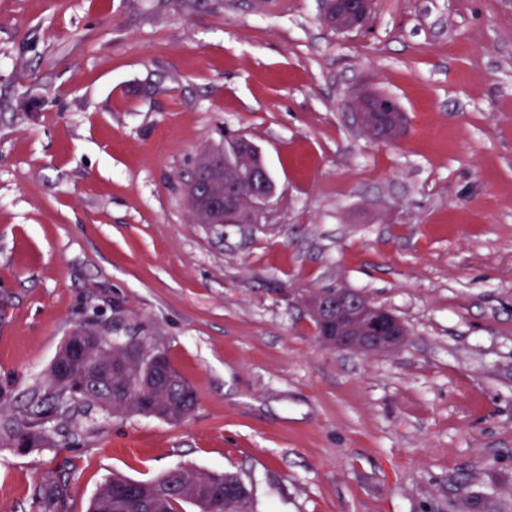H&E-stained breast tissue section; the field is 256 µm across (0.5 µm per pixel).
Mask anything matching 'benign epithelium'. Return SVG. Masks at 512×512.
Wrapping results in <instances>:
<instances>
[{"label":"benign epithelium","instance_id":"1","mask_svg":"<svg viewBox=\"0 0 512 512\" xmlns=\"http://www.w3.org/2000/svg\"><path fill=\"white\" fill-rule=\"evenodd\" d=\"M372 0H325V22L336 32H348L365 25ZM357 124L375 139H395L405 131V117L398 103L387 94L369 93L354 105ZM236 163L224 164V178L207 175V158H201L192 180L204 206L198 217L205 224H237L248 213L256 218L275 193L267 168L256 148L246 139L231 136ZM310 318L323 344L365 354L397 350L407 331L391 319L387 310L366 296L346 288H324L307 301ZM143 344L126 341L120 360L105 369H122L129 360L142 355Z\"/></svg>","mask_w":512,"mask_h":512}]
</instances>
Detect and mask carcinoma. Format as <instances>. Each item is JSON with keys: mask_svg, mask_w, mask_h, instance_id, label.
<instances>
[{"mask_svg": "<svg viewBox=\"0 0 512 512\" xmlns=\"http://www.w3.org/2000/svg\"><path fill=\"white\" fill-rule=\"evenodd\" d=\"M72 335L77 337L99 336L101 341L91 349V357L100 359L112 355L115 342L120 336L109 335L105 326L89 321L77 327ZM158 346H144V353L130 374L112 376V396L93 395V392L79 380L61 383L49 370L48 380L42 392L36 394L32 406L24 409L19 416L6 420L0 425L3 436L0 443L12 448H33L52 442L54 432L48 423L55 418H74L85 407L112 405L114 413H136L155 416L171 422H180L190 415L197 402L192 399L193 387L175 369L169 366L178 380L172 387L161 382L144 388L138 377L151 371L153 353ZM207 482L211 487L222 489L226 486L238 488L234 500L218 499L211 505L215 512H253L251 489L231 473L202 472L191 467H178L160 477L148 481H133L121 476L107 478L89 504L88 512H177V506L185 501H195V487ZM70 479L50 475L37 487L34 498L36 512H69Z\"/></svg>", "mask_w": 512, "mask_h": 512, "instance_id": "cac0c4a2", "label": "carcinoma"}]
</instances>
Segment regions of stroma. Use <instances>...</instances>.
Segmentation results:
<instances>
[{
  "instance_id": "obj_1",
  "label": "stroma",
  "mask_w": 512,
  "mask_h": 512,
  "mask_svg": "<svg viewBox=\"0 0 512 512\" xmlns=\"http://www.w3.org/2000/svg\"><path fill=\"white\" fill-rule=\"evenodd\" d=\"M0 0V381L15 409L88 318L163 345L178 423L91 409L0 447V512L71 476L237 474L257 512H512V0ZM392 94L404 135L357 125ZM277 193L199 224L187 185L227 134ZM349 288L409 335L322 345L304 301ZM372 0H325V22L336 32H348L365 25Z\"/></svg>"
}]
</instances>
